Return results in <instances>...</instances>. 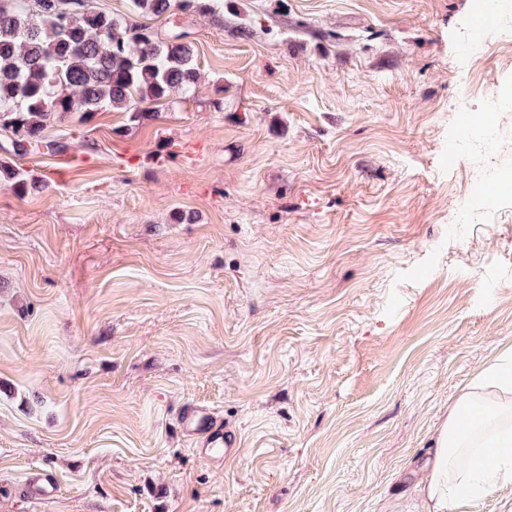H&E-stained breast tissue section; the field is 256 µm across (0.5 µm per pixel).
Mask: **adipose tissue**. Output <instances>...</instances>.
Returning a JSON list of instances; mask_svg holds the SVG:
<instances>
[{"instance_id": "obj_1", "label": "adipose tissue", "mask_w": 512, "mask_h": 512, "mask_svg": "<svg viewBox=\"0 0 512 512\" xmlns=\"http://www.w3.org/2000/svg\"><path fill=\"white\" fill-rule=\"evenodd\" d=\"M433 444L424 480L428 512H473L491 488L512 483V352L458 392Z\"/></svg>"}]
</instances>
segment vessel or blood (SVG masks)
<instances>
[{"instance_id":"b4317fda","label":"vessel or blood","mask_w":512,"mask_h":512,"mask_svg":"<svg viewBox=\"0 0 512 512\" xmlns=\"http://www.w3.org/2000/svg\"><path fill=\"white\" fill-rule=\"evenodd\" d=\"M178 421L203 457L220 463L237 456L242 444L238 431L214 412L188 403L180 409Z\"/></svg>"}]
</instances>
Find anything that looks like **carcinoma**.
I'll return each instance as SVG.
<instances>
[{
    "label": "carcinoma",
    "mask_w": 512,
    "mask_h": 512,
    "mask_svg": "<svg viewBox=\"0 0 512 512\" xmlns=\"http://www.w3.org/2000/svg\"><path fill=\"white\" fill-rule=\"evenodd\" d=\"M130 22L89 7V0H0V131L6 152L56 154L68 144L45 133L51 115L103 109L141 119L145 102L190 95L200 83L188 33L164 36L152 21L179 10L202 17L217 0H130ZM16 193L36 187L19 167L0 164Z\"/></svg>",
    "instance_id": "1"
}]
</instances>
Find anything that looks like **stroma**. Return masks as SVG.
<instances>
[{
    "label": "stroma",
    "instance_id": "35a3bbf8",
    "mask_svg": "<svg viewBox=\"0 0 512 512\" xmlns=\"http://www.w3.org/2000/svg\"><path fill=\"white\" fill-rule=\"evenodd\" d=\"M479 0H224L173 13L195 94L51 117L0 186V512H425L430 438L512 346V26ZM185 221L176 222L175 212ZM242 436L202 458L180 407ZM51 474L32 499V472ZM0 177L1 184L2 181L6 182L15 193H26L29 188L37 187L35 183L28 181L25 172L17 166L14 168L11 166L5 167L0 163Z\"/></svg>",
    "mask_w": 512,
    "mask_h": 512
}]
</instances>
